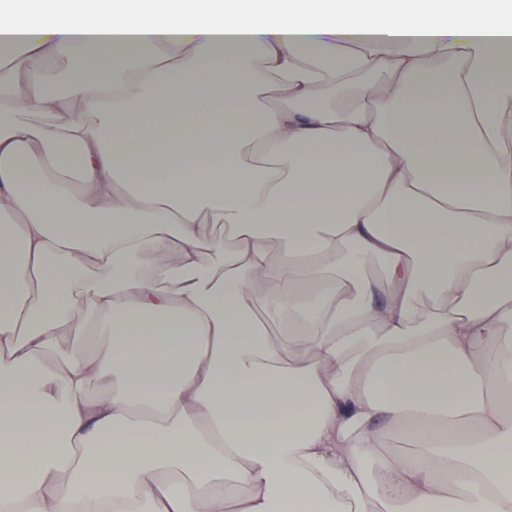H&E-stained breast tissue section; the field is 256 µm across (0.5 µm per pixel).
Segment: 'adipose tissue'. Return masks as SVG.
<instances>
[{"mask_svg": "<svg viewBox=\"0 0 512 512\" xmlns=\"http://www.w3.org/2000/svg\"><path fill=\"white\" fill-rule=\"evenodd\" d=\"M14 39L0 512H512V0H39Z\"/></svg>", "mask_w": 512, "mask_h": 512, "instance_id": "adipose-tissue-1", "label": "adipose tissue"}]
</instances>
